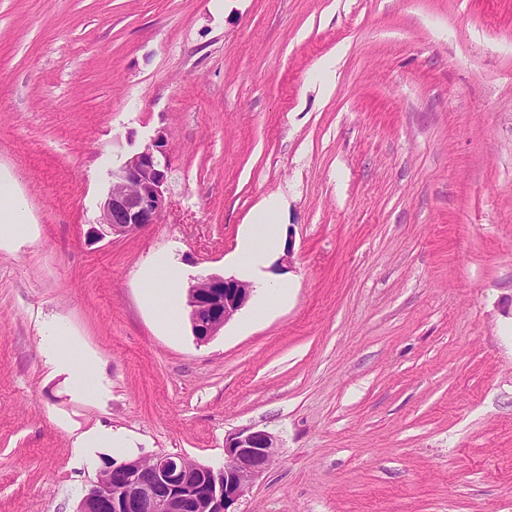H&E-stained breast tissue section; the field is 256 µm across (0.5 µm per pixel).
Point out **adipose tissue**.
Returning <instances> with one entry per match:
<instances>
[{
    "label": "adipose tissue",
    "instance_id": "obj_1",
    "mask_svg": "<svg viewBox=\"0 0 512 512\" xmlns=\"http://www.w3.org/2000/svg\"><path fill=\"white\" fill-rule=\"evenodd\" d=\"M281 209L279 199L264 200L253 212L251 222L255 228L252 235L241 240L236 255L237 274L239 279L252 282L254 286L253 301L255 315H263L266 311L265 299L268 295L269 283L263 275V269L271 254L280 245L276 216ZM142 276L150 289L149 299L165 298L164 319L170 331H177L180 325L177 289L183 277L181 265L173 258H165L164 262L151 264L142 271Z\"/></svg>",
    "mask_w": 512,
    "mask_h": 512
}]
</instances>
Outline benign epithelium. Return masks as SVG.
Listing matches in <instances>:
<instances>
[{
  "instance_id": "7a95c632",
  "label": "benign epithelium",
  "mask_w": 512,
  "mask_h": 512,
  "mask_svg": "<svg viewBox=\"0 0 512 512\" xmlns=\"http://www.w3.org/2000/svg\"><path fill=\"white\" fill-rule=\"evenodd\" d=\"M169 168L167 140L160 134L113 170L98 237H125L156 223L167 204ZM252 294L247 281L216 274L196 278L186 296L196 340L206 343L218 335ZM277 448L272 433L246 428L224 441L218 468L163 453L114 462L100 470L78 512H236L235 504L268 469Z\"/></svg>"
}]
</instances>
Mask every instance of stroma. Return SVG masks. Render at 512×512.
<instances>
[{
  "instance_id": "stroma-1",
  "label": "stroma",
  "mask_w": 512,
  "mask_h": 512,
  "mask_svg": "<svg viewBox=\"0 0 512 512\" xmlns=\"http://www.w3.org/2000/svg\"><path fill=\"white\" fill-rule=\"evenodd\" d=\"M223 2L0 0V512L249 427L279 450L237 512H512V0ZM160 133L168 207L96 239ZM272 196L287 300L169 334L141 269L234 276ZM94 427L131 449L86 456ZM52 349L55 352L56 359L64 365L73 369L74 378L81 381L85 373L92 368V365L83 360H76L72 351L59 339L55 337L52 340Z\"/></svg>"
}]
</instances>
